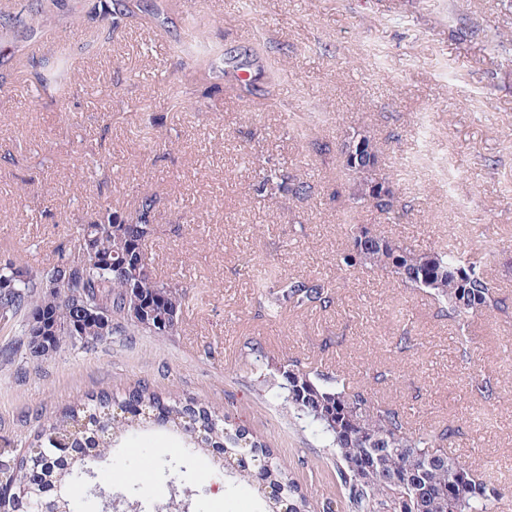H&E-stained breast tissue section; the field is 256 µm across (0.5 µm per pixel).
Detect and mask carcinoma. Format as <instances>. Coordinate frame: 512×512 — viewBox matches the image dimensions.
I'll return each instance as SVG.
<instances>
[{
	"mask_svg": "<svg viewBox=\"0 0 512 512\" xmlns=\"http://www.w3.org/2000/svg\"><path fill=\"white\" fill-rule=\"evenodd\" d=\"M60 0H38L37 8L18 22L29 32H41L59 20ZM130 11L116 9L108 0L100 4L94 18L100 19L99 36L108 39ZM247 65L237 59H224L221 50L213 52L208 72L216 78L225 68ZM44 94L59 101L78 91L75 67L66 55L45 59L38 76ZM380 182L387 190L376 196L372 207L387 221L400 217L403 208L394 181L382 168L370 167L357 175L348 171L343 197L358 202L360 182ZM268 191L299 199L310 191L309 184L295 181L280 169L265 170L254 184V192ZM157 205L154 194L146 191L135 212L123 216L109 209L80 225L77 236L89 235L96 252L112 261L102 266L90 256L71 247L61 251L55 263L39 272H30L13 288L0 292V306L9 308L11 318H28L31 312L42 316L43 351L54 353L63 347L57 326L72 318L77 305L95 304L109 311L111 324L85 322L71 347L85 349L107 340L122 328L131 327L159 335L162 323L171 313L182 312L188 297L176 284L157 279L145 251L149 234L142 232L153 223ZM123 224L121 234L112 225ZM372 252L361 267L390 275L399 285L422 291L438 305L439 311L460 325L499 306L486 273V263L466 259L451 245L420 250L373 229ZM74 276L75 288H57L49 296V282ZM255 288L266 308L278 314L288 305L294 309L326 308L335 295L330 282L318 279L281 276L278 268L267 266L253 274ZM141 301L140 314L132 317L125 306ZM265 396L270 401L285 399L298 415L307 418L315 432L327 437L336 456V472L342 497L350 512H492L503 492L489 472L475 468L447 451L453 432L449 428L411 429L403 415L368 390L352 387L339 375L305 371L295 364H281L276 375L263 379ZM147 415L161 425L182 429L189 437V450L224 449V459L250 454L259 475L273 491V505L286 503L287 512H298L307 505L306 495L288 472L274 459L271 450L246 428L233 427L228 416H220L194 399L165 398L143 382L128 389L118 399L107 390L80 398L67 405L52 423L34 431L31 447L36 454L23 455L22 472L36 476L54 499L62 491L83 481L91 473L90 463L112 448V437L127 431L128 407ZM78 449L73 462L59 460L62 445ZM0 486L9 495L0 499V512H10L16 502L27 501L28 512H45L42 496L31 482L12 475H0Z\"/></svg>",
	"mask_w": 512,
	"mask_h": 512,
	"instance_id": "obj_1",
	"label": "carcinoma"
}]
</instances>
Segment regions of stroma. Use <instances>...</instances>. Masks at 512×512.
<instances>
[{
    "label": "stroma",
    "instance_id": "35a3bbf8",
    "mask_svg": "<svg viewBox=\"0 0 512 512\" xmlns=\"http://www.w3.org/2000/svg\"><path fill=\"white\" fill-rule=\"evenodd\" d=\"M97 0H62L58 28L80 88L60 103L33 90L43 58L18 71L34 39L0 27V259L35 272L70 247L80 224L109 207L133 212L143 192L159 205L149 241L158 278L184 288L175 335L125 329L89 350L63 348L0 363V466L75 399L140 382L194 398L262 439L322 512L339 498L334 450L286 402H267L262 375L293 362L338 373L399 410L411 427L449 426L460 461L493 472L512 512V34L507 0H123L131 12L110 44L90 46ZM250 64L202 80L167 52L190 24ZM118 88L115 97L107 96ZM141 111H134L135 103ZM363 132L383 145L384 171L405 209L389 224L347 208L335 146ZM105 157L106 167L92 166ZM308 182L304 199L259 197L262 167ZM417 248L453 241L461 252L495 244L489 276L500 308L467 329L440 316L427 294L387 275L339 271L346 217ZM337 282L328 308L270 316L252 272ZM470 338L458 342L459 333ZM413 339L400 350V335ZM492 396L475 391L470 373ZM175 431L130 428L72 512H103L94 486L154 512L170 485L190 490L185 512H266L258 478L226 476L209 451L192 454Z\"/></svg>",
    "mask_w": 512,
    "mask_h": 512
}]
</instances>
